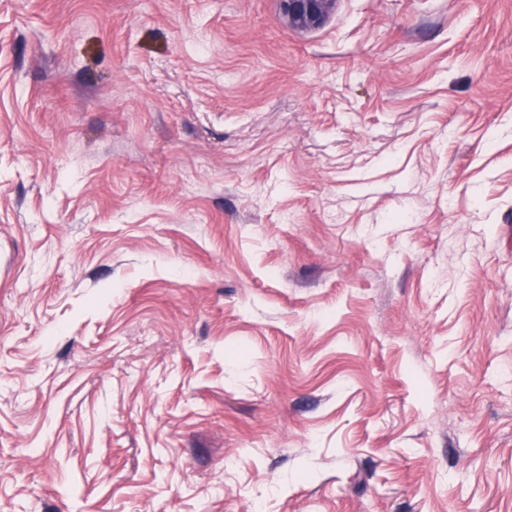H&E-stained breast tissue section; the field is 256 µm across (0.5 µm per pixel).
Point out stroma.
<instances>
[{"mask_svg": "<svg viewBox=\"0 0 512 512\" xmlns=\"http://www.w3.org/2000/svg\"><path fill=\"white\" fill-rule=\"evenodd\" d=\"M0 512H512V0H0ZM282 17L289 28L307 30L319 27L334 10L336 0H279Z\"/></svg>", "mask_w": 512, "mask_h": 512, "instance_id": "1", "label": "stroma"}]
</instances>
